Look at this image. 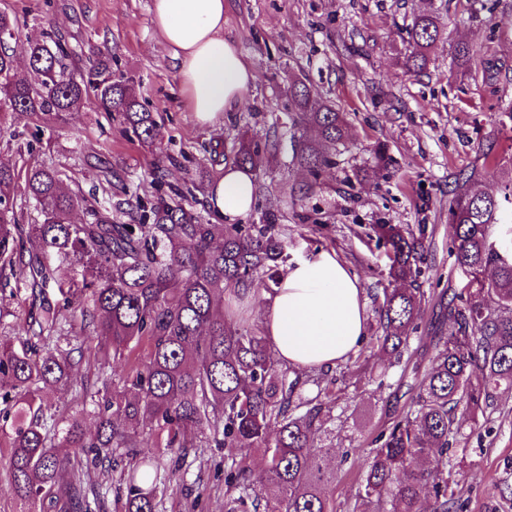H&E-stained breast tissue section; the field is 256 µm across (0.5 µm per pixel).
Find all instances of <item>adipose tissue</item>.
<instances>
[{
    "instance_id": "ef3b65f1",
    "label": "adipose tissue",
    "mask_w": 512,
    "mask_h": 512,
    "mask_svg": "<svg viewBox=\"0 0 512 512\" xmlns=\"http://www.w3.org/2000/svg\"><path fill=\"white\" fill-rule=\"evenodd\" d=\"M153 21L179 66L182 89L198 122L233 111L254 75L224 36V0H154ZM250 174L227 168L209 201L220 221L248 213ZM261 316L276 357L289 366L325 369L344 361L365 334L363 290L336 254L321 252L289 267Z\"/></svg>"
}]
</instances>
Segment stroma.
I'll return each instance as SVG.
<instances>
[{
	"label": "stroma",
	"instance_id": "35a3bbf8",
	"mask_svg": "<svg viewBox=\"0 0 512 512\" xmlns=\"http://www.w3.org/2000/svg\"><path fill=\"white\" fill-rule=\"evenodd\" d=\"M153 0H0L24 39L44 22L72 49L70 71L83 70L88 52L112 54L115 72L133 81L146 107L164 118L163 140L141 144L108 113L83 106L50 123L12 118L19 140H0V158L54 167L64 184L111 196L109 179L129 188L162 191L196 184V208L213 217L208 184L216 176L209 154L248 137L263 165L254 174L256 197L241 221L261 223L267 213L287 225L289 262L321 250L335 252L364 290L368 322L389 285V259L377 242L380 224L424 228L428 264L418 283L426 303L406 363L389 368L370 340L351 358L326 371L336 418V477L325 488L336 512H351L370 440L409 408L403 393L388 394L360 380L362 367L387 371L390 381L416 385L430 367L439 334V294L461 292L466 279L455 266L448 208L461 173L478 171L477 188L499 192L512 178V0H224V35L233 40L254 80L237 107L199 125L182 91L178 69L153 22ZM436 14L445 31L424 72L406 73L409 47L401 35L414 14ZM474 49L458 67L455 43ZM311 84L318 100L344 112L349 139L337 145L335 163L310 176L293 161L302 127L273 126L290 111L289 78ZM107 159L111 178L90 165ZM38 311L27 278L0 273V340L20 345ZM132 365L103 362L85 351L67 389L43 393L57 430L80 418L94 432L92 406L99 393L119 387ZM465 450L451 479L463 512H512V395L501 396L490 419H465ZM224 451L190 449L185 466L167 481L159 512H224Z\"/></svg>",
	"mask_w": 512,
	"mask_h": 512
}]
</instances>
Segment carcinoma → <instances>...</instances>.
Returning <instances> with one entry per match:
<instances>
[{"label": "carcinoma", "mask_w": 512, "mask_h": 512, "mask_svg": "<svg viewBox=\"0 0 512 512\" xmlns=\"http://www.w3.org/2000/svg\"><path fill=\"white\" fill-rule=\"evenodd\" d=\"M0 34V112L49 121L93 104L119 117L141 143L162 139L156 113L113 76L112 55L96 53L74 76L67 73L65 42L45 29L29 43L26 77L10 47L18 24L6 12H0ZM405 34V67L421 71L443 30L433 14L420 13ZM288 95L297 122L314 133L299 143L295 161L315 175L331 163L329 149L346 138L347 121L329 101L311 107L313 92L303 80H290ZM233 163L255 172L260 156L243 143ZM473 181L475 172L461 174L449 205L452 252L468 297L446 303L448 335L437 337L410 409L373 441L352 512H463L448 492V452L464 436L460 419L512 393V208ZM17 191L32 201L40 223H18ZM83 203L64 190L61 171L0 159V269L30 273L32 287L42 291L60 262L79 265L89 278L83 284L89 293L62 306L40 304L38 342L19 349L0 343V383L18 391L14 399L0 397L14 409L6 467L16 493L48 501L53 512H92L80 478L57 483L65 459L48 439L53 415L40 397L42 388L72 379L70 355L50 340L79 316L93 326L105 356L129 361L141 343L149 349L123 390L101 398L96 433L86 437L74 418L62 436L63 446L82 449L94 467L112 462L106 452L113 448L133 451L124 512H158L165 485L162 466L139 440L145 420L167 433L173 473L201 437L225 449L231 464L224 483L232 491L225 512H336L323 491L335 478L326 467L329 447L318 443L322 436L336 440L324 402L328 388L283 364L262 332L217 306L224 293L249 290L260 274L279 284L288 253L286 229L275 215L261 224H212L180 189L148 210L123 190L111 207L89 208L90 220L76 224L71 216ZM114 210L127 221H114ZM378 239L395 286L384 291L371 340L398 364L409 354L424 301L415 279L427 259L424 230L389 225ZM244 448L263 451L259 474L232 460Z\"/></svg>", "instance_id": "obj_1"}]
</instances>
